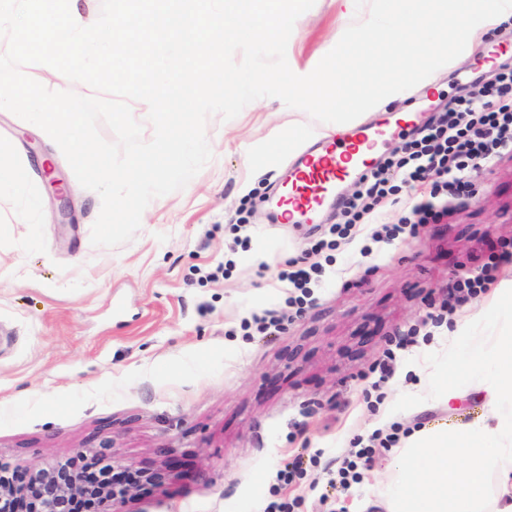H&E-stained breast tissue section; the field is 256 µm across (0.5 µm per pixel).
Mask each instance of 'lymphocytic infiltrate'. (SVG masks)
Segmentation results:
<instances>
[{
	"label": "lymphocytic infiltrate",
	"instance_id": "lymphocytic-infiltrate-1",
	"mask_svg": "<svg viewBox=\"0 0 512 512\" xmlns=\"http://www.w3.org/2000/svg\"><path fill=\"white\" fill-rule=\"evenodd\" d=\"M511 151L512 66L500 64L489 80L425 124L402 157L385 160L363 176V188L341 202L340 221L329 225L313 252L335 249L359 224L373 225V242L392 244L435 219L437 204L461 194L469 171ZM426 181L432 184L429 196L412 208L407 223L375 225L378 206L399 183Z\"/></svg>",
	"mask_w": 512,
	"mask_h": 512
}]
</instances>
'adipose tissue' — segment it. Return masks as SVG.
<instances>
[{
  "label": "adipose tissue",
  "instance_id": "obj_1",
  "mask_svg": "<svg viewBox=\"0 0 512 512\" xmlns=\"http://www.w3.org/2000/svg\"><path fill=\"white\" fill-rule=\"evenodd\" d=\"M453 374L443 399L457 398V378L478 377L489 416L409 433L388 460L386 512H512V320L470 342Z\"/></svg>",
  "mask_w": 512,
  "mask_h": 512
}]
</instances>
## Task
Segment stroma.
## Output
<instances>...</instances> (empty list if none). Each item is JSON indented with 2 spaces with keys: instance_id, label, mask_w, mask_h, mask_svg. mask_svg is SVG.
<instances>
[{
  "instance_id": "obj_1",
  "label": "stroma",
  "mask_w": 512,
  "mask_h": 512,
  "mask_svg": "<svg viewBox=\"0 0 512 512\" xmlns=\"http://www.w3.org/2000/svg\"><path fill=\"white\" fill-rule=\"evenodd\" d=\"M364 17L340 0H315L287 45L292 71L309 74L340 28ZM476 70L474 56L458 57L430 85L357 122L452 105ZM349 129L272 97L228 121L210 116L211 161L182 190L153 199L130 242L105 248L91 243L99 195L53 141L0 112V144L28 161L22 191L0 196V460L87 463L109 448L130 471H164L130 512H264L280 499L293 512H384L387 449L373 448L357 460L358 479L340 482L359 442L487 415L476 382H460L449 407L433 390L462 359L452 328L488 333L481 314L512 286V264L453 304L442 326L432 318L451 304L457 274L512 251V153L473 171L468 195L405 239L364 256L365 226L315 255L324 272L297 308L278 272L320 233L267 219L297 150L283 140ZM49 167L73 201L64 224ZM242 217L250 241L237 247L230 227ZM266 309L282 312L276 327L243 329ZM387 361L393 373L383 381ZM298 457L292 481L279 482Z\"/></svg>"
}]
</instances>
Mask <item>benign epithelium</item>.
I'll use <instances>...</instances> for the list:
<instances>
[{
    "label": "benign epithelium",
    "mask_w": 512,
    "mask_h": 512,
    "mask_svg": "<svg viewBox=\"0 0 512 512\" xmlns=\"http://www.w3.org/2000/svg\"><path fill=\"white\" fill-rule=\"evenodd\" d=\"M94 462L80 475L69 459L22 469L0 461V503L22 499L32 504L29 512H72L80 499H99L106 512H124L140 480L127 477V467L114 455L99 454Z\"/></svg>",
    "instance_id": "benign-epithelium-1"
}]
</instances>
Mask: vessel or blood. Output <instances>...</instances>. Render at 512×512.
I'll use <instances>...</instances> for the list:
<instances>
[{
  "mask_svg": "<svg viewBox=\"0 0 512 512\" xmlns=\"http://www.w3.org/2000/svg\"><path fill=\"white\" fill-rule=\"evenodd\" d=\"M386 129L364 126L336 142H317L300 154L288 170L275 201L273 216L282 224H308L326 207L336 205V189L376 161Z\"/></svg>",
  "mask_w": 512,
  "mask_h": 512,
  "instance_id": "1",
  "label": "vessel or blood"
}]
</instances>
